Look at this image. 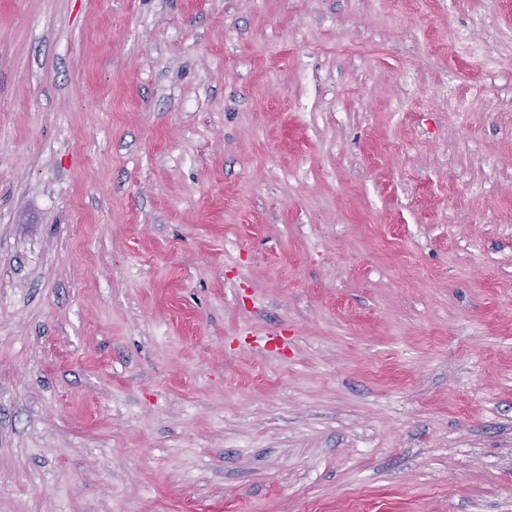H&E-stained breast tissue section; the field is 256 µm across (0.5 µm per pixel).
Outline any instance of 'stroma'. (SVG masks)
Segmentation results:
<instances>
[{"mask_svg":"<svg viewBox=\"0 0 512 512\" xmlns=\"http://www.w3.org/2000/svg\"><path fill=\"white\" fill-rule=\"evenodd\" d=\"M0 512H512V0H0Z\"/></svg>","mask_w":512,"mask_h":512,"instance_id":"35a3bbf8","label":"stroma"}]
</instances>
